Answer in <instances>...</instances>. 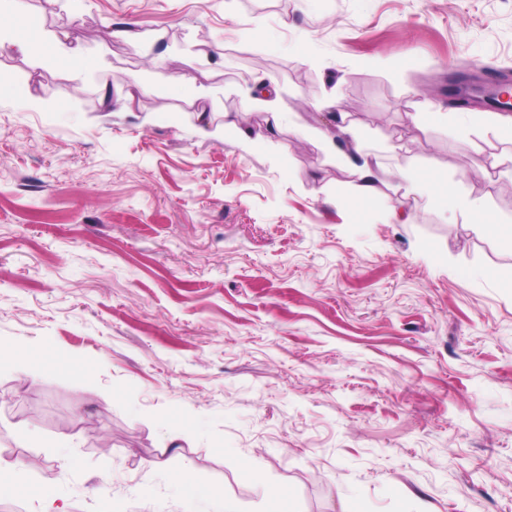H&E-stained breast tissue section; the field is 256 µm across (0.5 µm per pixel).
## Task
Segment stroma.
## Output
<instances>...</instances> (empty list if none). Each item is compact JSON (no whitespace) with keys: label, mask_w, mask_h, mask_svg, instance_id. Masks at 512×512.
<instances>
[{"label":"stroma","mask_w":512,"mask_h":512,"mask_svg":"<svg viewBox=\"0 0 512 512\" xmlns=\"http://www.w3.org/2000/svg\"><path fill=\"white\" fill-rule=\"evenodd\" d=\"M31 15L83 62L0 56V474L41 492L0 505L190 512L185 471L201 512H512V250L469 228L512 225V0H0ZM359 179V194L362 197L370 196L376 192L377 175L369 159H362L361 164L354 163ZM171 480L190 501L208 500L218 493L216 488L198 483L186 473H174Z\"/></svg>","instance_id":"obj_1"}]
</instances>
